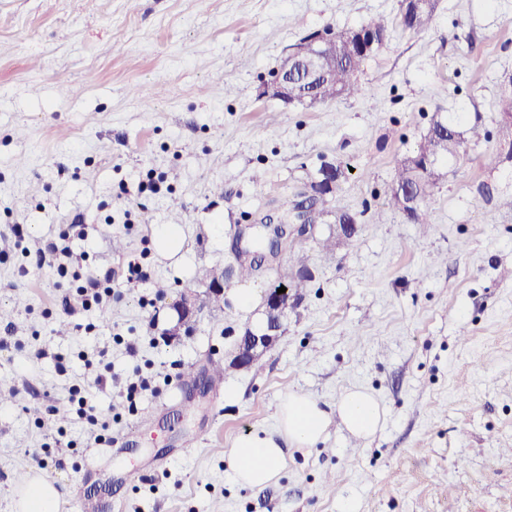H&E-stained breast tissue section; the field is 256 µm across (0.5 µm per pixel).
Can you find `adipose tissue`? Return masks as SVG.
Instances as JSON below:
<instances>
[{"label":"adipose tissue","mask_w":512,"mask_h":512,"mask_svg":"<svg viewBox=\"0 0 512 512\" xmlns=\"http://www.w3.org/2000/svg\"><path fill=\"white\" fill-rule=\"evenodd\" d=\"M335 414L352 434L360 437L374 434L383 420L378 402L361 390L345 393L332 413L311 397L289 394L279 406L274 431L250 432L234 442L228 465L235 481L245 487H262L273 482L285 464L286 448L314 447L324 437Z\"/></svg>","instance_id":"adipose-tissue-1"}]
</instances>
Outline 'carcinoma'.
<instances>
[{"instance_id": "cac0c4a2", "label": "carcinoma", "mask_w": 512, "mask_h": 512, "mask_svg": "<svg viewBox=\"0 0 512 512\" xmlns=\"http://www.w3.org/2000/svg\"><path fill=\"white\" fill-rule=\"evenodd\" d=\"M438 0H421L419 5H414L406 0L400 3V25L406 31L414 34H420L431 29ZM388 24L385 19L376 17L368 20L354 28H331L325 29L331 35L336 43L344 51L340 58L332 61L331 74L312 88L308 84H294L295 100L297 104H302L308 96L313 94L318 97L322 103H331L339 99H350L361 94L362 87L358 76L363 71L366 62L371 55L359 52L357 49L348 48V45L355 41V33L358 31L366 34L376 32L385 33ZM497 112L505 118L512 114V75L503 80L501 92L497 101ZM442 124L448 127V134L441 132L426 131L425 134L415 145L416 152L423 156H432L437 162V166L426 170L423 173L407 166L404 160H399L394 167V173L391 183H418L421 185L423 196H428L431 188L442 182L445 172L442 168V162L450 157L456 158L465 153L467 144L478 142L485 138L483 129L478 125H473L467 130H460L461 119H444ZM341 187H336L335 193L331 196H313L312 204L315 207L317 216L325 214L334 216V223L349 224L357 222L356 215L351 209L340 203ZM291 266L295 268V277L290 281L289 288L296 300L304 298L308 288V282L311 276L305 265V258L298 252L291 253Z\"/></svg>"}]
</instances>
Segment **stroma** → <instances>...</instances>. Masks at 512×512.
I'll list each match as a JSON object with an SVG mask.
<instances>
[{
  "label": "stroma",
  "instance_id": "1",
  "mask_svg": "<svg viewBox=\"0 0 512 512\" xmlns=\"http://www.w3.org/2000/svg\"><path fill=\"white\" fill-rule=\"evenodd\" d=\"M399 10L400 0H0V308L11 313L0 319V391L11 395L0 404V512H18L22 478L43 457L58 512H77L91 462L101 512H512V210L499 205L512 196V159L497 151L496 111L512 75V0H439L421 34L401 28ZM373 17L389 32L360 76L363 96L315 107L260 97L302 37ZM438 115L488 137L444 162L430 223L412 224L386 193ZM339 161L350 168L341 201L359 222L334 257L316 244L336 230L328 215L305 236L290 227L277 252L255 247L266 218L290 226L282 200ZM160 176V193L146 190ZM162 224L181 225L182 261L157 253ZM52 243L69 250L63 271L38 264ZM295 251L313 275L305 298L263 371L231 368L265 309L240 306L237 289L290 278ZM257 253L253 277L231 278L214 306L209 271ZM133 257L146 280L122 284L104 310L68 312L71 289ZM184 292L197 322L171 341L169 305ZM100 350L101 377L85 366ZM213 359L227 363L220 393L180 388L188 366ZM136 367L153 384L132 411L124 381ZM76 383L105 443L77 413ZM354 389L384 412L375 435L333 419L315 447L287 449L272 483H234L233 442L274 430L288 394L332 410ZM55 405L66 415L49 414Z\"/></svg>",
  "mask_w": 512,
  "mask_h": 512
}]
</instances>
